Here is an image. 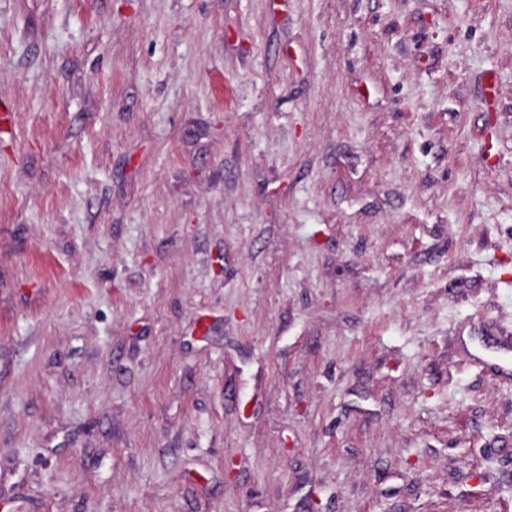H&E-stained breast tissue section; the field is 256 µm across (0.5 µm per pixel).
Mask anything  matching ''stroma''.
<instances>
[{"label":"stroma","mask_w":512,"mask_h":512,"mask_svg":"<svg viewBox=\"0 0 512 512\" xmlns=\"http://www.w3.org/2000/svg\"><path fill=\"white\" fill-rule=\"evenodd\" d=\"M0 512H512V0H0Z\"/></svg>","instance_id":"obj_1"}]
</instances>
